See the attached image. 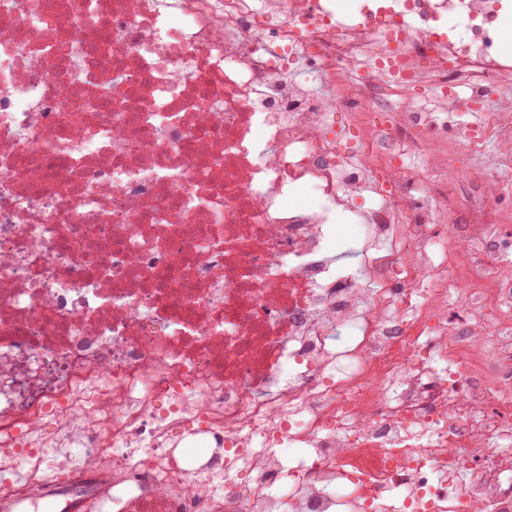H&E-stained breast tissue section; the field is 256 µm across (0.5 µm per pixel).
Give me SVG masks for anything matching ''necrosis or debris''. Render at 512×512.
I'll return each instance as SVG.
<instances>
[{
	"mask_svg": "<svg viewBox=\"0 0 512 512\" xmlns=\"http://www.w3.org/2000/svg\"><path fill=\"white\" fill-rule=\"evenodd\" d=\"M510 9L0 0V512H512V265L407 192Z\"/></svg>",
	"mask_w": 512,
	"mask_h": 512,
	"instance_id": "necrosis-or-debris-1",
	"label": "necrosis or debris"
}]
</instances>
